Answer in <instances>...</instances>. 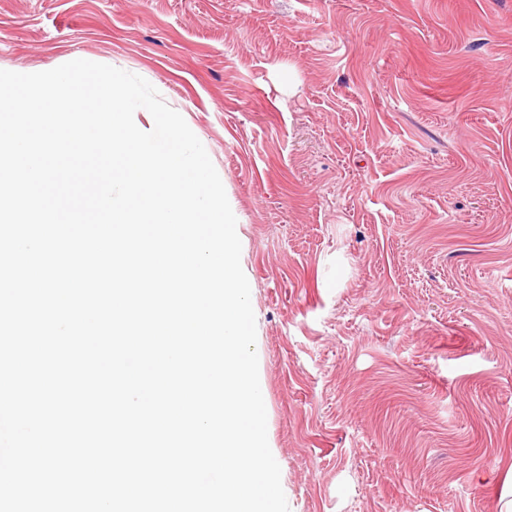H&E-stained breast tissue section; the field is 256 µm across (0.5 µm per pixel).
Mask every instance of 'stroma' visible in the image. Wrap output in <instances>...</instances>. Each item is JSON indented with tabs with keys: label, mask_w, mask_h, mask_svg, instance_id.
<instances>
[{
	"label": "stroma",
	"mask_w": 512,
	"mask_h": 512,
	"mask_svg": "<svg viewBox=\"0 0 512 512\" xmlns=\"http://www.w3.org/2000/svg\"><path fill=\"white\" fill-rule=\"evenodd\" d=\"M146 79L240 229L290 512L512 499V0H0Z\"/></svg>",
	"instance_id": "obj_1"
}]
</instances>
